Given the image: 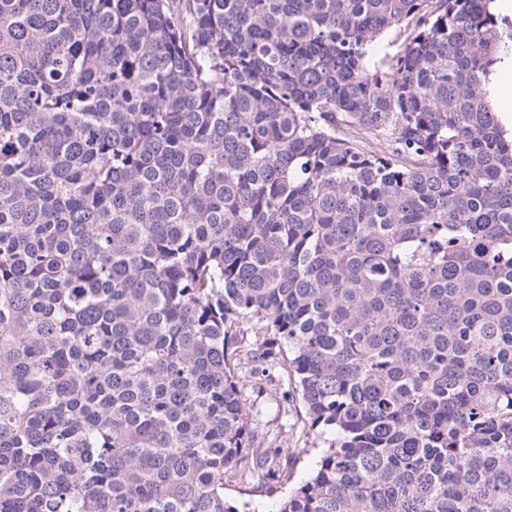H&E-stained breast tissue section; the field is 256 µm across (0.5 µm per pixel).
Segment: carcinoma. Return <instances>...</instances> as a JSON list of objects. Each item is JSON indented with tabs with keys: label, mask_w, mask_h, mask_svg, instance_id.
Returning a JSON list of instances; mask_svg holds the SVG:
<instances>
[{
	"label": "carcinoma",
	"mask_w": 512,
	"mask_h": 512,
	"mask_svg": "<svg viewBox=\"0 0 512 512\" xmlns=\"http://www.w3.org/2000/svg\"><path fill=\"white\" fill-rule=\"evenodd\" d=\"M174 2L0 0V512H246L287 378L278 512H512V24ZM244 398L253 406V414L260 433H268L270 437L278 436L281 447L277 448L281 460L288 455L294 461L293 481L290 484L274 485L273 491L266 488L253 489L246 482L229 474L224 479V498L231 502H249L251 512H272L279 509L280 503L287 496L288 490L304 480L315 467L318 460V446L321 441L315 432L309 430L305 410L297 395L294 397L293 412L288 419L278 414L279 395L269 391L260 392L251 388L250 384L244 390ZM281 442V443H280ZM315 447V448H314Z\"/></svg>",
	"instance_id": "1"
}]
</instances>
